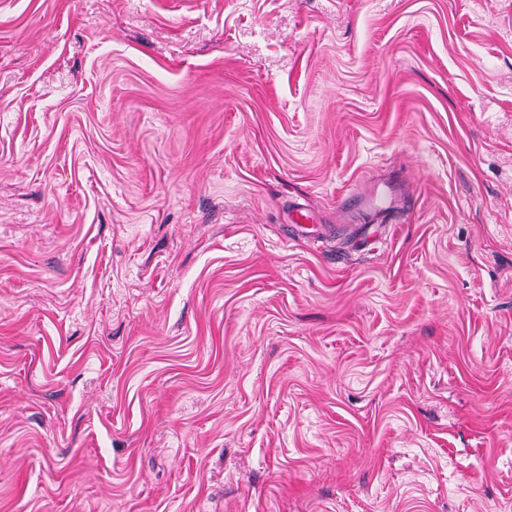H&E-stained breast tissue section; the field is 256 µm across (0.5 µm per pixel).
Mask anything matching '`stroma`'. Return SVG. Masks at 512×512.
<instances>
[{
  "mask_svg": "<svg viewBox=\"0 0 512 512\" xmlns=\"http://www.w3.org/2000/svg\"><path fill=\"white\" fill-rule=\"evenodd\" d=\"M0 512H512V0H0Z\"/></svg>",
  "mask_w": 512,
  "mask_h": 512,
  "instance_id": "1",
  "label": "stroma"
}]
</instances>
